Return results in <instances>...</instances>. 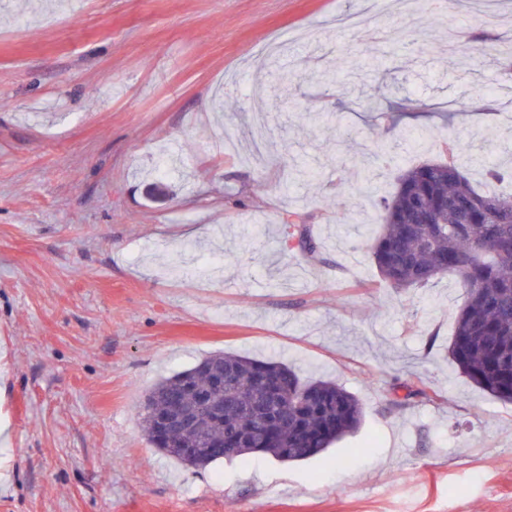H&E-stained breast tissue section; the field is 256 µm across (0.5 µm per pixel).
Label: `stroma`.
I'll list each match as a JSON object with an SVG mask.
<instances>
[{"instance_id":"obj_1","label":"stroma","mask_w":512,"mask_h":512,"mask_svg":"<svg viewBox=\"0 0 512 512\" xmlns=\"http://www.w3.org/2000/svg\"><path fill=\"white\" fill-rule=\"evenodd\" d=\"M481 12L0 0V512H512V403L448 353L463 289L396 291L368 257L381 200L440 137L477 185L512 167ZM260 92L297 109L258 151ZM161 156L173 174L153 176ZM217 353L334 381L363 422L302 462L164 456L146 395Z\"/></svg>"}]
</instances>
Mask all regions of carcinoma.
I'll return each mask as SVG.
<instances>
[{"mask_svg": "<svg viewBox=\"0 0 512 512\" xmlns=\"http://www.w3.org/2000/svg\"><path fill=\"white\" fill-rule=\"evenodd\" d=\"M447 153L398 177L369 250L393 288L449 278L464 289L451 358L478 388L512 402V194L479 190L462 171L457 146L448 143ZM214 366L224 367L227 379L218 414L200 410L196 400L210 388ZM152 391L180 395L195 427L158 439L151 416L164 400H147L141 422L149 442L196 468L257 451L279 461H304L354 433L363 413L359 400L333 381L304 382L285 363L232 353L208 356Z\"/></svg>", "mask_w": 512, "mask_h": 512, "instance_id": "carcinoma-1", "label": "carcinoma"}]
</instances>
